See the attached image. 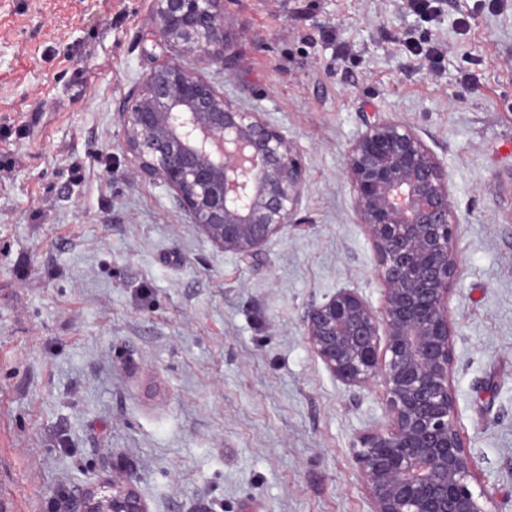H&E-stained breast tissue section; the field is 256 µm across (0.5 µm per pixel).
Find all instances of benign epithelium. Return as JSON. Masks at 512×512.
Listing matches in <instances>:
<instances>
[{
	"label": "benign epithelium",
	"mask_w": 512,
	"mask_h": 512,
	"mask_svg": "<svg viewBox=\"0 0 512 512\" xmlns=\"http://www.w3.org/2000/svg\"><path fill=\"white\" fill-rule=\"evenodd\" d=\"M221 0H155L154 37L178 49L122 111L136 175L167 185L193 224L226 251L254 254L294 223L305 179L293 140L192 72L186 62L224 45ZM347 173L355 212L377 258L383 305L341 289L304 316L312 351L342 382L378 381L387 420L359 438L372 512H490L469 489L470 456L449 387L458 219L448 173L409 126L378 120L353 142ZM384 353H379L380 337ZM76 512H149L115 468Z\"/></svg>",
	"instance_id": "obj_1"
}]
</instances>
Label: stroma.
<instances>
[{
	"label": "stroma",
	"mask_w": 512,
	"mask_h": 512,
	"mask_svg": "<svg viewBox=\"0 0 512 512\" xmlns=\"http://www.w3.org/2000/svg\"><path fill=\"white\" fill-rule=\"evenodd\" d=\"M154 6L0 0V512H74L116 465L150 512H372L356 446L384 388L334 377L302 318L344 288L383 303L346 175L379 119L448 172L456 423L472 491L512 512V0H223L224 46L190 66L305 177L253 256L135 174L121 112L177 55Z\"/></svg>",
	"instance_id": "stroma-1"
}]
</instances>
